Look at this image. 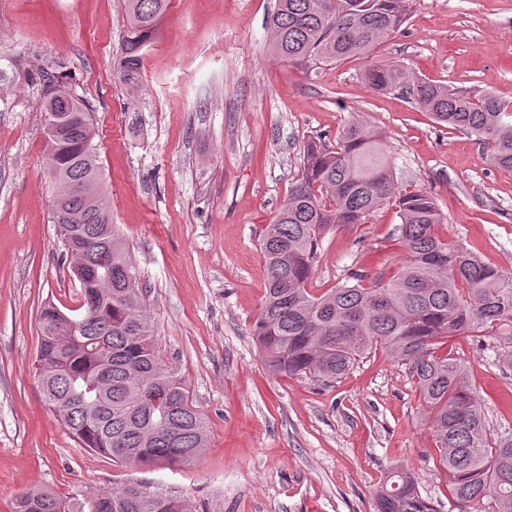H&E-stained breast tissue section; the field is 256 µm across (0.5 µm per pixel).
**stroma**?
Returning <instances> with one entry per match:
<instances>
[{"label": "stroma", "instance_id": "35a3bbf8", "mask_svg": "<svg viewBox=\"0 0 512 512\" xmlns=\"http://www.w3.org/2000/svg\"><path fill=\"white\" fill-rule=\"evenodd\" d=\"M274 4L170 0L133 92L115 71L124 0H0V512L36 487L68 498L128 483L166 488L189 512H375L378 487L401 465L422 497L459 512L419 394L384 349L330 384L267 369L253 336L260 240L307 142H335L363 122L382 135L397 184L433 195L441 236L512 273V171L399 92L371 90L361 61L307 70L277 59L266 30ZM375 57L511 101L512 0H416ZM49 75L92 116L107 206L136 261L158 354L207 422L208 446L188 464H116L80 446L44 401L40 311L80 300L52 220ZM398 222L385 208L327 232L314 288L353 272L396 275ZM446 348L465 365L487 429L512 428V326Z\"/></svg>", "mask_w": 512, "mask_h": 512}]
</instances>
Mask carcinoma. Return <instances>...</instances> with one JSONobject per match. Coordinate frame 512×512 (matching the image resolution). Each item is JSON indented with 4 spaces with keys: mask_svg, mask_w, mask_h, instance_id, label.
Segmentation results:
<instances>
[{
    "mask_svg": "<svg viewBox=\"0 0 512 512\" xmlns=\"http://www.w3.org/2000/svg\"><path fill=\"white\" fill-rule=\"evenodd\" d=\"M413 0H276L268 18L271 51L289 64L365 61L363 78L378 92L400 89L439 124L476 137L491 164L512 170V102L493 93L465 95L374 60L378 46L403 31ZM127 26L119 76L139 86L142 51L156 35L168 0H124ZM47 98L44 115L68 112L55 140L53 206L71 216L59 225L72 262L89 268L97 303L63 334L70 308L45 305L39 314L37 372L44 399L80 445L123 465L193 461L207 442V423L185 381L156 351L130 253L104 205L90 113L67 92ZM399 224L405 251L397 274L349 279L325 292L309 288L321 236L335 226L367 224L386 207ZM443 216L424 189H400L382 138L363 123L348 125L333 145L307 144L288 197L261 239L265 298L255 336L269 371L336 380L379 345L406 367L427 408L439 462L460 512H512V432L487 431L477 391L464 366L438 354L448 338L481 336L512 321V275L484 263L437 228ZM139 484L69 499L48 488L21 495L15 512H186L182 501ZM377 512H438L397 467L376 495Z\"/></svg>",
    "mask_w": 512,
    "mask_h": 512,
    "instance_id": "carcinoma-1",
    "label": "carcinoma"
}]
</instances>
